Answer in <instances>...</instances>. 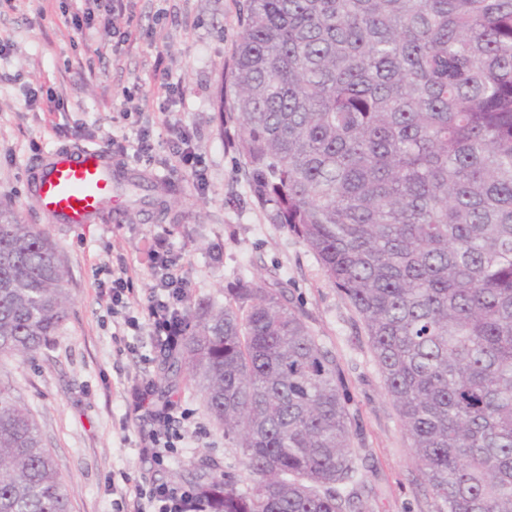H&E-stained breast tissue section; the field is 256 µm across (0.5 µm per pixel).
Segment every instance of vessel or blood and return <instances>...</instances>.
Returning <instances> with one entry per match:
<instances>
[{"mask_svg": "<svg viewBox=\"0 0 512 512\" xmlns=\"http://www.w3.org/2000/svg\"><path fill=\"white\" fill-rule=\"evenodd\" d=\"M111 171L103 149L59 148L34 170L33 202L59 224L99 223L112 202Z\"/></svg>", "mask_w": 512, "mask_h": 512, "instance_id": "1", "label": "vessel or blood"}]
</instances>
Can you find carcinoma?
I'll return each mask as SVG.
<instances>
[{"label": "carcinoma", "mask_w": 512, "mask_h": 512, "mask_svg": "<svg viewBox=\"0 0 512 512\" xmlns=\"http://www.w3.org/2000/svg\"><path fill=\"white\" fill-rule=\"evenodd\" d=\"M229 81L270 223L360 315L440 512H512V0H246ZM67 270L0 209V357L68 319ZM164 353L249 484L209 512H366L336 361L280 283L185 312ZM31 414L0 390V512H70Z\"/></svg>", "instance_id": "obj_1"}]
</instances>
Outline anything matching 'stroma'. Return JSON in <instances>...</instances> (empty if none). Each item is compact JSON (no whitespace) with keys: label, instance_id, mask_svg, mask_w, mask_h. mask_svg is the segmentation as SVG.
Listing matches in <instances>:
<instances>
[{"label":"stroma","instance_id":"35a3bbf8","mask_svg":"<svg viewBox=\"0 0 512 512\" xmlns=\"http://www.w3.org/2000/svg\"><path fill=\"white\" fill-rule=\"evenodd\" d=\"M244 0H132L125 12L76 28L75 0H13L0 7V207L36 224L66 265L69 316L50 343L0 360V387L27 408L70 489L71 512H136L137 484L191 487L201 460L247 483L240 449L225 442L191 385L170 394L184 418L162 460L141 455L149 422L128 413L131 379L164 374V356L146 331L113 316L100 292L113 275L139 298L154 281L145 251L165 236L179 256L188 300L224 302L238 280L277 275L288 297L336 360L347 401L358 486L371 512H439L384 389L365 326L313 253L270 223L255 202L245 160L233 145L234 112L222 111L225 80L242 27ZM165 70L185 94L170 120L186 125L208 178L199 191L171 156L162 123ZM149 134L152 150L136 144ZM59 147L110 153L120 206L97 224H57L31 197L32 172ZM137 174L138 193L120 177Z\"/></svg>","mask_w":512,"mask_h":512}]
</instances>
